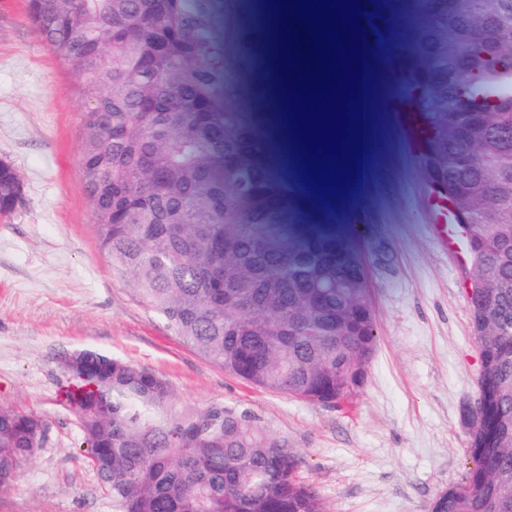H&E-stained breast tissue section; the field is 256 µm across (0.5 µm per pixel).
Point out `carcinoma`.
Instances as JSON below:
<instances>
[{
  "label": "carcinoma",
  "instance_id": "carcinoma-1",
  "mask_svg": "<svg viewBox=\"0 0 512 512\" xmlns=\"http://www.w3.org/2000/svg\"><path fill=\"white\" fill-rule=\"evenodd\" d=\"M378 17L422 18L408 63L427 125L422 162L453 184L473 224L482 323L491 350L495 472L474 465L440 512H512V47L465 72L458 52H483L482 20L512 0H377ZM41 40L82 80L81 162L101 248L132 298L183 345L250 384L334 404L375 345L367 288L346 237L311 224L261 159L251 115L233 101L226 47L209 0H28ZM487 136L475 146L460 107ZM20 185L0 161V208ZM344 340L338 342L336 337ZM70 395L86 458L116 512H326L299 480L298 456L245 411L177 404L153 370L84 348ZM42 420L0 409V489L43 447Z\"/></svg>",
  "mask_w": 512,
  "mask_h": 512
}]
</instances>
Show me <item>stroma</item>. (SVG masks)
I'll return each mask as SVG.
<instances>
[{
  "label": "stroma",
  "instance_id": "1",
  "mask_svg": "<svg viewBox=\"0 0 512 512\" xmlns=\"http://www.w3.org/2000/svg\"><path fill=\"white\" fill-rule=\"evenodd\" d=\"M237 39L228 58L236 97L257 118L261 144L289 195L314 223L359 250L376 346L351 403L334 407L252 386L171 337L134 302L100 250L80 163L81 79L36 34L27 0H0V160L21 186L0 217V409L46 427L44 446L0 512H115L83 453L61 354L96 348L166 378L188 408L248 411L299 453L301 480L328 512H430L473 466L469 415L479 399L480 348L469 288L473 272L424 175L418 113L403 66L416 17L371 53L364 76L368 168L352 192L322 197L301 181L290 128L273 91L265 0H213Z\"/></svg>",
  "mask_w": 512,
  "mask_h": 512
}]
</instances>
